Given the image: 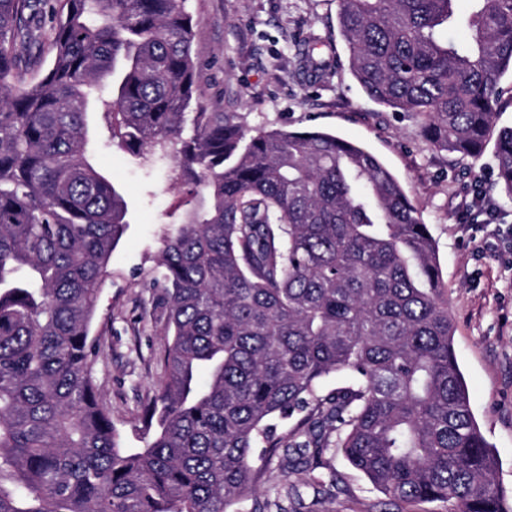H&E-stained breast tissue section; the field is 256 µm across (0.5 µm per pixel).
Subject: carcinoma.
I'll return each mask as SVG.
<instances>
[{
	"mask_svg": "<svg viewBox=\"0 0 512 512\" xmlns=\"http://www.w3.org/2000/svg\"><path fill=\"white\" fill-rule=\"evenodd\" d=\"M455 2L339 0L350 69L451 153L496 135L512 198V126H497L512 0L464 17ZM196 27L186 0H0V512H232L278 450L286 470L289 449L330 446L396 512H512L401 183L333 134L247 138L198 111ZM455 27L463 40L442 36ZM297 54L312 82L335 72L315 35ZM92 113L112 144L206 189L158 258L167 342L143 448L121 446L93 377L127 203L87 156Z\"/></svg>",
	"mask_w": 512,
	"mask_h": 512,
	"instance_id": "1",
	"label": "carcinoma"
}]
</instances>
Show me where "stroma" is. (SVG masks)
Segmentation results:
<instances>
[{
  "label": "stroma",
  "instance_id": "obj_1",
  "mask_svg": "<svg viewBox=\"0 0 512 512\" xmlns=\"http://www.w3.org/2000/svg\"><path fill=\"white\" fill-rule=\"evenodd\" d=\"M198 24L197 101L247 135L274 128L321 130L359 143L396 175L435 241L454 348L473 416L498 459L496 479L512 498V199L494 189L493 145L460 159L431 144L420 120L370 100L353 77L340 31L338 0H188ZM315 33L336 48L333 77L299 74L291 49ZM95 161L127 202L128 227L112 253L92 334L94 377L123 447L145 445L139 402L159 381L167 311L158 257L200 186H173L169 167L112 146L100 117L91 120ZM483 194H476V187ZM316 474H285L272 458L259 497L283 494L306 512H381L384 495L336 448Z\"/></svg>",
  "mask_w": 512,
  "mask_h": 512
}]
</instances>
